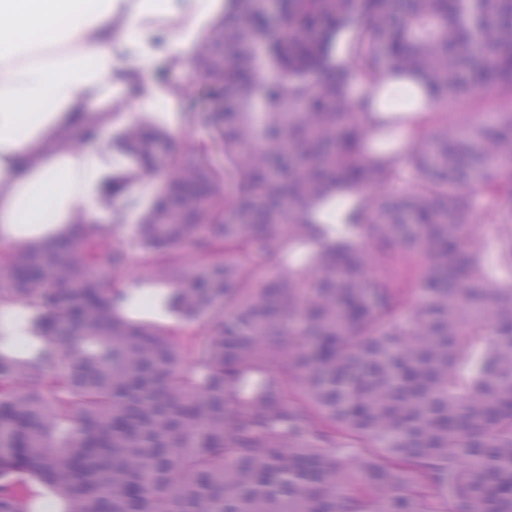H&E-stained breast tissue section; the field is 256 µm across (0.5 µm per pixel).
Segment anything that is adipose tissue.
<instances>
[{"mask_svg":"<svg viewBox=\"0 0 512 512\" xmlns=\"http://www.w3.org/2000/svg\"><path fill=\"white\" fill-rule=\"evenodd\" d=\"M223 10L224 0H0V247L71 237L78 215L104 237L131 234L101 218L111 151L72 142L138 111L171 118L176 95L153 65L184 69ZM132 88L134 110L115 109Z\"/></svg>","mask_w":512,"mask_h":512,"instance_id":"obj_1","label":"adipose tissue"}]
</instances>
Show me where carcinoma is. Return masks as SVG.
<instances>
[{
	"mask_svg": "<svg viewBox=\"0 0 512 512\" xmlns=\"http://www.w3.org/2000/svg\"><path fill=\"white\" fill-rule=\"evenodd\" d=\"M238 2L201 57L223 103L182 112L222 161L160 172L131 124L115 181L163 191L130 242L79 217L0 256V303L30 309L0 332V512H39L33 483L56 512H512V112L447 111L512 97V0H277L281 29ZM410 75L427 121L391 108ZM355 76L385 108L370 130ZM341 182L365 223H318ZM118 283L168 292L134 308ZM356 85L362 90V94L355 99V112H357L358 121L368 128L375 119L376 113L367 107L366 99L374 95L376 96L378 93L376 87L371 84H364L361 81H357ZM455 109L458 112H469V118L480 121L485 118L486 112H512V99L498 98L492 91L484 90L470 99V103L448 104V110Z\"/></svg>",
	"mask_w": 512,
	"mask_h": 512,
	"instance_id": "cac0c4a2",
	"label": "carcinoma"
}]
</instances>
